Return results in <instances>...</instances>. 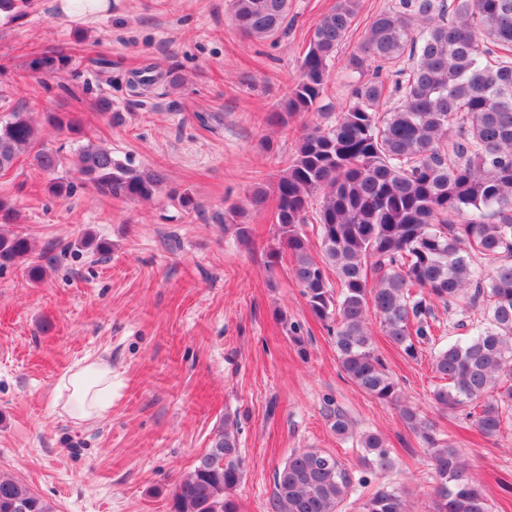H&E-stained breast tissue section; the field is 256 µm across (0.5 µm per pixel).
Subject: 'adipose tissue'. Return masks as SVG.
Returning <instances> with one entry per match:
<instances>
[{
    "instance_id": "1",
    "label": "adipose tissue",
    "mask_w": 512,
    "mask_h": 512,
    "mask_svg": "<svg viewBox=\"0 0 512 512\" xmlns=\"http://www.w3.org/2000/svg\"><path fill=\"white\" fill-rule=\"evenodd\" d=\"M53 403L78 423L106 417L112 408L109 361L101 356H89L70 366L55 383Z\"/></svg>"
}]
</instances>
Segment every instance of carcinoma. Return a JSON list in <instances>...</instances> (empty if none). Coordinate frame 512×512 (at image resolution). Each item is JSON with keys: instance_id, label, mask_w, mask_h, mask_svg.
Segmentation results:
<instances>
[{"instance_id": "cac0c4a2", "label": "carcinoma", "mask_w": 512, "mask_h": 512, "mask_svg": "<svg viewBox=\"0 0 512 512\" xmlns=\"http://www.w3.org/2000/svg\"><path fill=\"white\" fill-rule=\"evenodd\" d=\"M358 0H337L313 27L300 76L282 108L266 122L318 108L330 78L329 62L357 15ZM288 0H230L237 28L250 38L275 39L288 27ZM64 60L47 54L34 72L53 74ZM346 67L355 76V102L330 125L300 137L294 157L273 186L247 198L253 208L275 205L277 245L267 265L292 258V276L309 311L330 323L342 370L362 392L399 410L406 427L428 449L436 486L430 512H491L482 485L454 443L402 401L398 383L376 353L368 313L379 319L390 343L416 358L429 342L434 302L453 307L467 299L485 322L465 342L433 350L432 365L444 384L430 399L465 418L483 436H496L512 409V0H399L368 24L363 54ZM395 76L398 106L379 111L383 71ZM59 129L81 130L72 112L53 115ZM38 130L29 113L13 109L0 118V172L24 155L41 170H58L59 155L33 151ZM72 170L104 197L148 201L164 175L144 170L85 137ZM314 221L321 254L314 257L304 230L315 196ZM15 203L0 197V269L26 262L28 238L1 230L17 221ZM479 257L491 269L473 263ZM341 288L332 294L328 271ZM336 435L354 436L344 411L331 414ZM372 469L392 466L383 438L357 435ZM244 461L238 423L224 419L211 446L172 494L171 512H239L234 491ZM271 512H342L344 501L365 487L334 455L300 448L274 473ZM364 512H408L403 494L380 487ZM0 512H54L25 484L0 475Z\"/></svg>"}]
</instances>
